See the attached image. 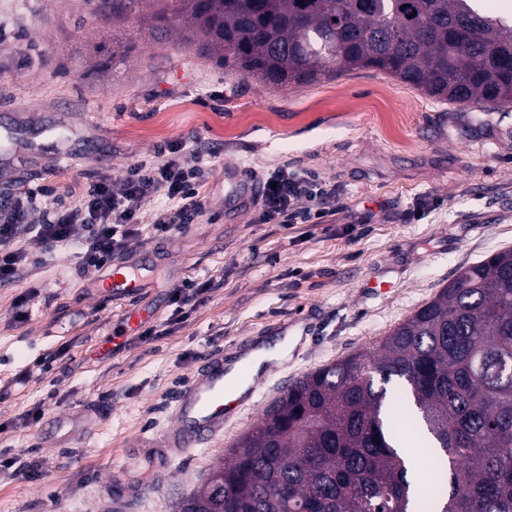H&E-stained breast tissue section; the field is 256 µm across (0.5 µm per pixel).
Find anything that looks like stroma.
Returning a JSON list of instances; mask_svg holds the SVG:
<instances>
[{"instance_id": "stroma-1", "label": "stroma", "mask_w": 512, "mask_h": 512, "mask_svg": "<svg viewBox=\"0 0 512 512\" xmlns=\"http://www.w3.org/2000/svg\"><path fill=\"white\" fill-rule=\"evenodd\" d=\"M152 12L114 25L86 0H0V202L41 184L72 202L92 177L118 192L129 165L163 163L171 145L202 168L206 198L166 237L151 223L167 199H144L131 261L145 286L126 297H102L76 247L15 240L40 262L0 285V458L36 476L0 471V512H177L293 382L372 352L461 267L512 249L511 111L444 104L373 69L268 86L178 34L155 40ZM129 40L133 54L93 72ZM282 166L335 185L321 223H260L252 189ZM209 276L223 286L175 314V286ZM132 308L168 333L113 344ZM288 334L297 344L223 434L166 447L178 392L211 355ZM59 416L81 425L55 429Z\"/></svg>"}]
</instances>
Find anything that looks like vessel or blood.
<instances>
[{
  "label": "vessel or blood",
  "mask_w": 512,
  "mask_h": 512,
  "mask_svg": "<svg viewBox=\"0 0 512 512\" xmlns=\"http://www.w3.org/2000/svg\"><path fill=\"white\" fill-rule=\"evenodd\" d=\"M108 296L134 293L141 282L136 271L118 265L102 281ZM229 405L224 393V362L210 360L204 373L194 377L184 387L175 409V426L168 435L172 448H193L202 440L216 436L224 429V417Z\"/></svg>",
  "instance_id": "b4317fda"
}]
</instances>
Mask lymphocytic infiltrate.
I'll return each instance as SVG.
<instances>
[{
	"label": "lymphocytic infiltrate",
	"instance_id": "lymphocytic-infiltrate-1",
	"mask_svg": "<svg viewBox=\"0 0 512 512\" xmlns=\"http://www.w3.org/2000/svg\"><path fill=\"white\" fill-rule=\"evenodd\" d=\"M201 176L199 167L171 159L151 168L129 166L118 193L107 180L88 182L73 205L59 201L55 188L46 184L0 202V284L13 282L32 262L14 246L22 234L32 236L47 254L77 247L79 271L86 276L109 266L115 256L132 254L139 244L142 202L159 191L169 206L156 214L154 233L164 237L187 229L205 211ZM257 199L263 223L314 224L335 201L336 189L316 177L280 168L263 177ZM39 208L44 211L41 223H29L30 213Z\"/></svg>",
	"mask_w": 512,
	"mask_h": 512
}]
</instances>
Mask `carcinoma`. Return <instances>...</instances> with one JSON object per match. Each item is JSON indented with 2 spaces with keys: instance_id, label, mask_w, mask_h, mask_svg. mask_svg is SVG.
<instances>
[{
  "instance_id": "carcinoma-1",
  "label": "carcinoma",
  "mask_w": 512,
  "mask_h": 512,
  "mask_svg": "<svg viewBox=\"0 0 512 512\" xmlns=\"http://www.w3.org/2000/svg\"><path fill=\"white\" fill-rule=\"evenodd\" d=\"M143 0H88L104 20ZM161 35L285 86L377 69L427 96L512 109V9L484 0H156ZM408 390L404 421L387 385ZM432 455L413 465L410 438ZM180 512H512V249L464 267L357 353L296 381Z\"/></svg>"
}]
</instances>
